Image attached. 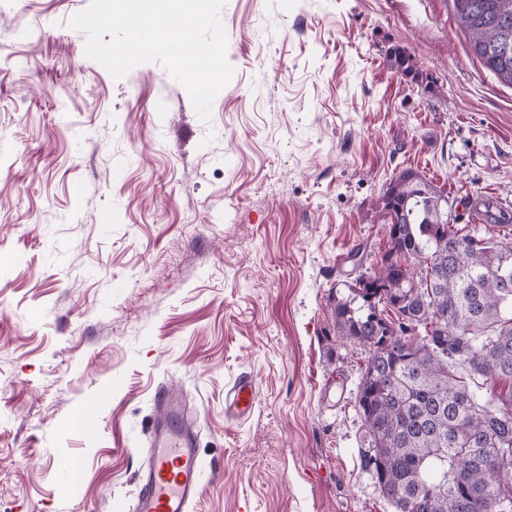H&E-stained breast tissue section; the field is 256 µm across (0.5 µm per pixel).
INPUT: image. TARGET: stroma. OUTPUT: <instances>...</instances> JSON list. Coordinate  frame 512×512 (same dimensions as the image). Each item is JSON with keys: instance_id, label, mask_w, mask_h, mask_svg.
Wrapping results in <instances>:
<instances>
[{"instance_id": "35a3bbf8", "label": "stroma", "mask_w": 512, "mask_h": 512, "mask_svg": "<svg viewBox=\"0 0 512 512\" xmlns=\"http://www.w3.org/2000/svg\"><path fill=\"white\" fill-rule=\"evenodd\" d=\"M88 4L0 0V512L131 498L163 385L197 417L195 512H395L333 299L380 266L395 172L463 224L483 195L512 208V86L451 0H227L234 72L204 122L159 63L86 56ZM242 373L258 404L229 422Z\"/></svg>"}]
</instances>
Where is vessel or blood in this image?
Here are the masks:
<instances>
[{"label": "vessel or blood", "instance_id": "obj_1", "mask_svg": "<svg viewBox=\"0 0 512 512\" xmlns=\"http://www.w3.org/2000/svg\"><path fill=\"white\" fill-rule=\"evenodd\" d=\"M257 400L253 378L238 376L224 398L225 418L248 420ZM153 401L157 414L136 493L130 500L110 504V512H193L200 497L203 459L187 412L179 398L163 387L155 392Z\"/></svg>", "mask_w": 512, "mask_h": 512}]
</instances>
